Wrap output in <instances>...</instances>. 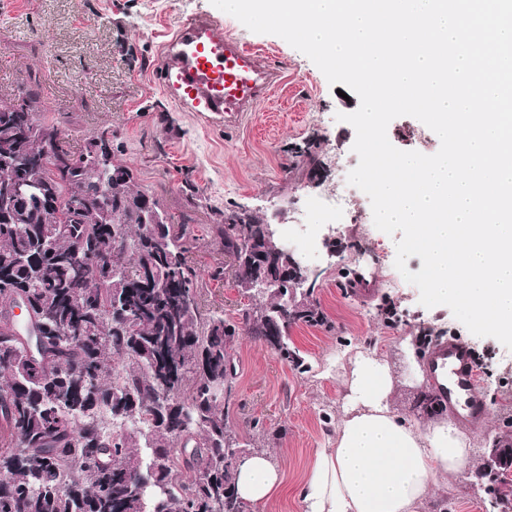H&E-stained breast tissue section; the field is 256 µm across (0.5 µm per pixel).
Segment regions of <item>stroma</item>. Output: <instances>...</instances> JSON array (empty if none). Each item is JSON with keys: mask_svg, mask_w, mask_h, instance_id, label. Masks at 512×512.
Here are the masks:
<instances>
[{"mask_svg": "<svg viewBox=\"0 0 512 512\" xmlns=\"http://www.w3.org/2000/svg\"><path fill=\"white\" fill-rule=\"evenodd\" d=\"M216 12L210 0H0V94L10 95L26 68L37 74L44 116L64 141L78 145L111 129L116 157L136 170L139 189L161 198L197 231L192 253L201 269L203 315L237 324L249 303L231 276H210L223 265L224 252L206 232L209 208L243 207L266 220L286 208L278 236L303 266L318 271L310 301L327 323L300 322L289 332V348L309 366L303 374L261 338L243 333L235 344L228 423L250 453L267 454L284 475L283 487L260 512H300L309 464L328 447L343 415V379L353 351L390 365L397 413L421 421L441 417L440 408L426 403L435 393L432 381L418 380L404 362L402 343L409 336L422 337L427 347L448 336L465 340L480 357L476 387L489 412L483 425L466 428L471 463L437 488L421 512H497L475 473L488 446L512 443V351L495 338L473 335L447 306L421 305L418 289L394 266V237L375 227L368 196L347 182L359 162L355 130L335 115L357 110L359 97L339 96L284 39L254 33L224 15L231 36L283 68V91L222 127L205 126L170 102L153 80L162 41L188 16ZM387 135L405 151L432 155L440 148L438 136L410 116L392 120ZM312 137L327 165L314 187L286 170L290 149ZM188 180L202 192L204 207L185 208ZM335 193L347 195L345 205L315 207V200Z\"/></svg>", "mask_w": 512, "mask_h": 512, "instance_id": "1", "label": "stroma"}]
</instances>
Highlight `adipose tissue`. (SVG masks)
<instances>
[{
    "instance_id": "adipose-tissue-1",
    "label": "adipose tissue",
    "mask_w": 512,
    "mask_h": 512,
    "mask_svg": "<svg viewBox=\"0 0 512 512\" xmlns=\"http://www.w3.org/2000/svg\"><path fill=\"white\" fill-rule=\"evenodd\" d=\"M345 384L349 402L330 446L311 462L302 512H419L437 477L469 463V438L457 423L396 413L391 369L373 355L352 358ZM282 480L266 456L252 455L240 464L237 491L259 505Z\"/></svg>"
}]
</instances>
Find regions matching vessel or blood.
<instances>
[{"label":"vessel or blood","mask_w":512,"mask_h":512,"mask_svg":"<svg viewBox=\"0 0 512 512\" xmlns=\"http://www.w3.org/2000/svg\"><path fill=\"white\" fill-rule=\"evenodd\" d=\"M166 96L182 111L208 121H232L253 109L284 81L262 54L229 36L220 18L196 15L184 21L161 48L154 74ZM443 409L456 421L478 423L488 413L476 392V361L467 342L437 341L426 355Z\"/></svg>","instance_id":"b4317fda"}]
</instances>
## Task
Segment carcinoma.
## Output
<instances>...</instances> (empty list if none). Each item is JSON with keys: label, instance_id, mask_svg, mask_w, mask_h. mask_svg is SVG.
Instances as JSON below:
<instances>
[{"label": "carcinoma", "instance_id": "1", "mask_svg": "<svg viewBox=\"0 0 512 512\" xmlns=\"http://www.w3.org/2000/svg\"><path fill=\"white\" fill-rule=\"evenodd\" d=\"M38 87L21 78L23 112L0 98V512H245L247 448L220 393L238 326L200 311L194 228L136 188L110 129L77 150L55 139ZM323 167L313 140L292 152L290 168L307 178ZM23 181L78 200L79 212L8 198ZM210 218L236 287L256 300L244 330L303 366L289 329L324 316L285 284L297 259L279 257L246 210ZM20 295L25 323L13 317ZM486 493L512 512V474Z\"/></svg>", "mask_w": 512, "mask_h": 512}]
</instances>
